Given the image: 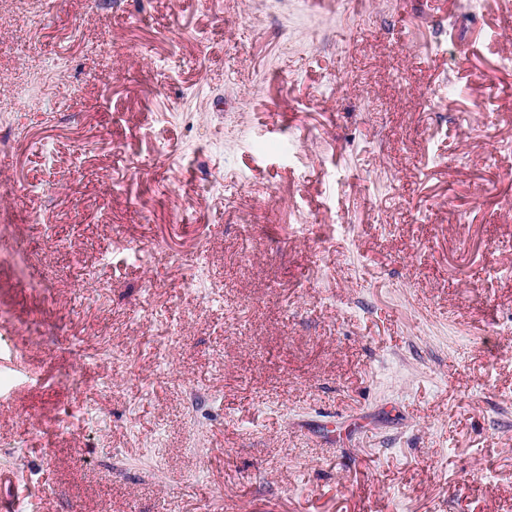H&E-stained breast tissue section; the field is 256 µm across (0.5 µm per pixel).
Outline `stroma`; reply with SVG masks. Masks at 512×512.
Wrapping results in <instances>:
<instances>
[{"label": "stroma", "mask_w": 512, "mask_h": 512, "mask_svg": "<svg viewBox=\"0 0 512 512\" xmlns=\"http://www.w3.org/2000/svg\"><path fill=\"white\" fill-rule=\"evenodd\" d=\"M295 6L0 0V512H512V9Z\"/></svg>", "instance_id": "1"}]
</instances>
